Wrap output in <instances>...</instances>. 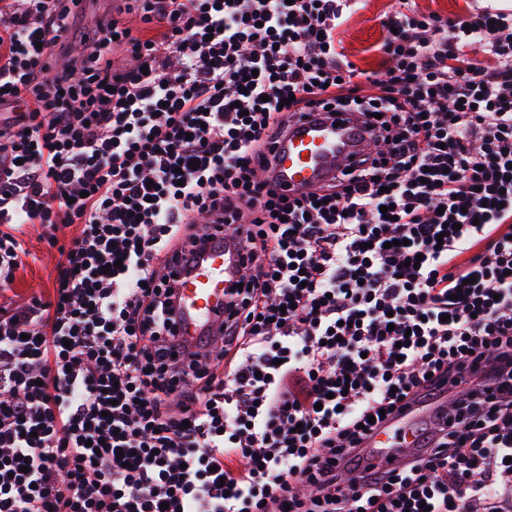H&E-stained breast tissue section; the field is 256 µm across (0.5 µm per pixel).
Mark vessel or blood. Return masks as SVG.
<instances>
[{"mask_svg": "<svg viewBox=\"0 0 512 512\" xmlns=\"http://www.w3.org/2000/svg\"><path fill=\"white\" fill-rule=\"evenodd\" d=\"M371 142L354 112H307L293 119L273 153L272 189L283 195L314 190L350 166ZM196 258L187 267L170 269L175 288L177 352L195 350L200 338L219 335L227 305L241 282L246 253L223 229L212 226L196 246ZM416 407L392 416L385 429L368 437L364 445L375 452L376 462L391 458L385 443L390 431L410 430L420 420Z\"/></svg>", "mask_w": 512, "mask_h": 512, "instance_id": "1", "label": "vessel or blood"}]
</instances>
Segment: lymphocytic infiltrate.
<instances>
[{"label": "lymphocytic infiltrate", "instance_id": "obj_1", "mask_svg": "<svg viewBox=\"0 0 512 512\" xmlns=\"http://www.w3.org/2000/svg\"><path fill=\"white\" fill-rule=\"evenodd\" d=\"M78 5L0 0V291L25 225L60 254L0 311V512H512V10L397 0L362 70L357 0H122L86 32ZM329 107L382 151L268 189ZM202 213L244 230L247 288L181 361ZM411 401L432 425L377 468L365 423ZM414 7L426 13H434L450 20L467 12L474 0H414ZM467 1V2H466Z\"/></svg>", "mask_w": 512, "mask_h": 512}]
</instances>
